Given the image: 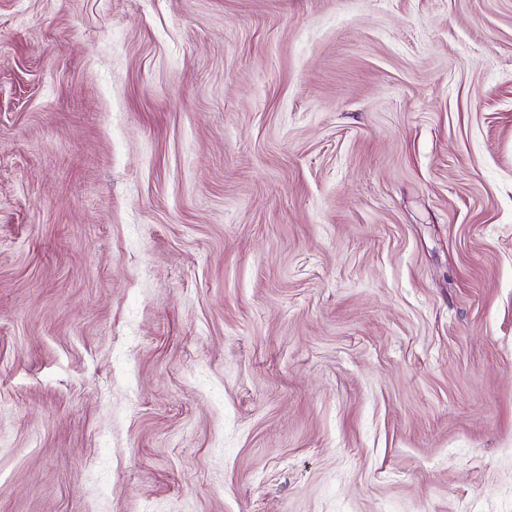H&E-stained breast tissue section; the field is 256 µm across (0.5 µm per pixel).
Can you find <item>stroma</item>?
<instances>
[{
    "mask_svg": "<svg viewBox=\"0 0 512 512\" xmlns=\"http://www.w3.org/2000/svg\"><path fill=\"white\" fill-rule=\"evenodd\" d=\"M512 512V0H0V512Z\"/></svg>",
    "mask_w": 512,
    "mask_h": 512,
    "instance_id": "obj_1",
    "label": "stroma"
}]
</instances>
